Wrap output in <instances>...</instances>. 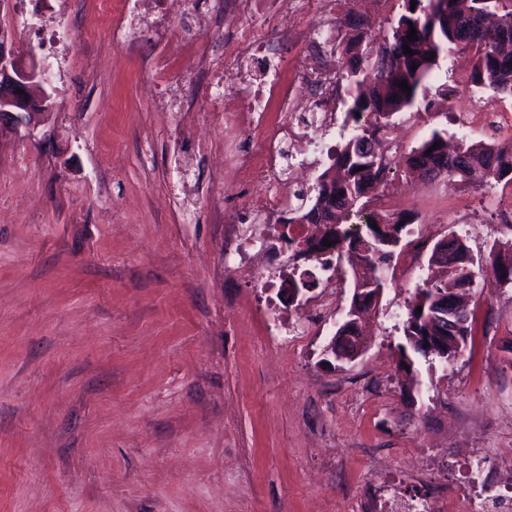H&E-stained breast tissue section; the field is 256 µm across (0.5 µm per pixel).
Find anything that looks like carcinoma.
<instances>
[{
	"instance_id": "obj_1",
	"label": "carcinoma",
	"mask_w": 512,
	"mask_h": 512,
	"mask_svg": "<svg viewBox=\"0 0 512 512\" xmlns=\"http://www.w3.org/2000/svg\"><path fill=\"white\" fill-rule=\"evenodd\" d=\"M403 4L404 11L391 26V34L377 45L371 43L372 24L359 18L345 23L347 32L336 38L330 48L340 57V78L351 99L347 116L353 122V134L333 154L332 168L340 175L331 174L328 168L315 184L298 190L295 203L287 209L288 223L281 225L279 233V237L288 240L292 276L307 278L309 288L316 287L317 282L312 273L299 270L301 260L336 271L344 262L351 272L353 287L383 291L382 272L389 267L409 222L403 216L390 217L371 208L377 201L374 189L389 166L384 155L371 151L372 143L388 134L394 116L414 106L426 90L441 53L459 50L473 55L468 75L472 88L490 89L497 94L512 77V53L505 56L501 51L502 45L512 44V0H403ZM412 26L417 36L413 41L407 39ZM363 45L370 49L366 57L360 53ZM405 45L417 54H403ZM404 81L411 92L399 87ZM436 142L441 146L430 150ZM398 162L404 163L409 174L431 181L449 179L480 188L512 185V141L462 140L451 149L441 132L435 131ZM314 216L324 218V223L333 225V229L312 238L288 235L289 225L308 223ZM325 240L332 246L323 245ZM442 247L453 249L460 267L452 270L449 280H426L416 288L403 325L405 343L398 345L401 368L407 367L411 372L415 367L412 355H429L419 346V337L443 327L439 311L433 310L427 316L418 312L421 299L441 293L454 296L453 289L473 271L474 258L461 238L451 235L437 240L431 248L430 261H435V254ZM485 261L495 269V285H512V238L493 243Z\"/></svg>"
}]
</instances>
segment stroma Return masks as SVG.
Instances as JSON below:
<instances>
[{
	"mask_svg": "<svg viewBox=\"0 0 512 512\" xmlns=\"http://www.w3.org/2000/svg\"><path fill=\"white\" fill-rule=\"evenodd\" d=\"M265 26L289 76L338 69L314 53L310 0ZM95 0H0V32L21 64L53 61L50 120L0 137V512H352L369 482L408 497L466 485L462 449L492 448L512 423V289L481 268L472 332L454 365L399 368L402 312L431 277L428 253L396 249L365 324V352L344 367L324 351L339 312L291 345L317 293L271 302L247 271L224 267V211L252 223L248 186L217 145L235 103L168 66L204 49L224 61L227 35L204 10L164 27L115 30ZM403 0H339L337 22L370 19L383 37ZM55 28L58 41L44 31ZM471 57L443 53L426 92L392 137L398 155L433 130L471 141L512 130L463 126L485 95L465 80ZM385 187L412 231L456 234L474 256L512 236L499 191L412 180Z\"/></svg>",
	"mask_w": 512,
	"mask_h": 512,
	"instance_id": "obj_1",
	"label": "stroma"
}]
</instances>
